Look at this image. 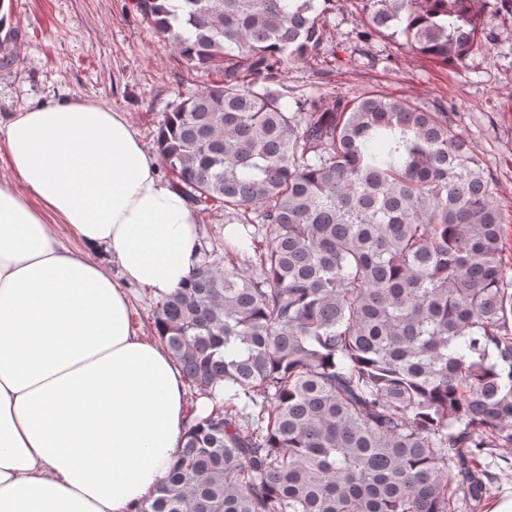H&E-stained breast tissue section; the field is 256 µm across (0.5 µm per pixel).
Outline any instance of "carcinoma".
Here are the masks:
<instances>
[{
	"label": "carcinoma",
	"mask_w": 512,
	"mask_h": 512,
	"mask_svg": "<svg viewBox=\"0 0 512 512\" xmlns=\"http://www.w3.org/2000/svg\"><path fill=\"white\" fill-rule=\"evenodd\" d=\"M364 2L369 35L402 23L421 55L485 47L478 0ZM335 3H133L188 70L218 75L158 132L173 187L269 227L259 276L201 265L156 302L212 407L189 408L139 512H481L482 459L512 448V217L448 112L380 91L290 111L288 65L318 56Z\"/></svg>",
	"instance_id": "obj_1"
}]
</instances>
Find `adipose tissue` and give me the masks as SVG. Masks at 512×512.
I'll use <instances>...</instances> for the list:
<instances>
[{"label": "adipose tissue", "instance_id": "ef3b65f1", "mask_svg": "<svg viewBox=\"0 0 512 512\" xmlns=\"http://www.w3.org/2000/svg\"><path fill=\"white\" fill-rule=\"evenodd\" d=\"M0 149V512H137L184 442L188 400L179 362L133 329L125 287L190 278L196 211L101 104L25 107Z\"/></svg>", "mask_w": 512, "mask_h": 512}]
</instances>
